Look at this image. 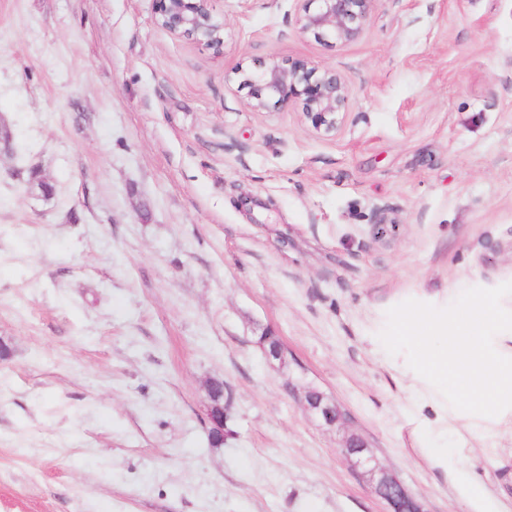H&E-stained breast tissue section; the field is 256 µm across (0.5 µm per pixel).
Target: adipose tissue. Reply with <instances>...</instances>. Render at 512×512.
Segmentation results:
<instances>
[{
    "label": "adipose tissue",
    "mask_w": 512,
    "mask_h": 512,
    "mask_svg": "<svg viewBox=\"0 0 512 512\" xmlns=\"http://www.w3.org/2000/svg\"><path fill=\"white\" fill-rule=\"evenodd\" d=\"M372 341L407 384L425 454L472 512H507L475 476L476 444L512 435V286L420 292Z\"/></svg>",
    "instance_id": "adipose-tissue-1"
}]
</instances>
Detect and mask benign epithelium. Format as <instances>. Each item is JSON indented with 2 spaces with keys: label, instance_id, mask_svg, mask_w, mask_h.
Instances as JSON below:
<instances>
[{
  "label": "benign epithelium",
  "instance_id": "7a95c632",
  "mask_svg": "<svg viewBox=\"0 0 512 512\" xmlns=\"http://www.w3.org/2000/svg\"><path fill=\"white\" fill-rule=\"evenodd\" d=\"M155 22L174 38L200 43L216 54L224 53V20L214 15L212 0H155ZM298 23L302 33L321 39L347 43L357 40L378 0H299ZM240 85L249 89V106L254 112H269L293 103L302 105L303 115L319 134L330 135L341 125L351 96L350 85L331 69H318L305 60L283 65L272 58L254 70H237ZM259 345L268 361L284 367L287 352L271 333L260 336ZM208 406V432L225 436L226 403ZM302 402L305 409L324 423L343 426L346 415L319 390L306 387ZM343 453L353 467L372 483L374 492L389 506V512H425L405 486L380 466L363 440L352 434Z\"/></svg>",
  "mask_w": 512,
  "mask_h": 512
}]
</instances>
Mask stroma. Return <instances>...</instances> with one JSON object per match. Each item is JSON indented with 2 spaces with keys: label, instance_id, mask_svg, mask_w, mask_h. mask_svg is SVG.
<instances>
[{
  "label": "stroma",
  "instance_id": "stroma-1",
  "mask_svg": "<svg viewBox=\"0 0 512 512\" xmlns=\"http://www.w3.org/2000/svg\"><path fill=\"white\" fill-rule=\"evenodd\" d=\"M212 8L220 54L154 0H0V512H388L352 434L425 512H468L368 338L420 289L512 284V0H378L351 43L297 0ZM271 57L349 83L336 135L249 108L235 69ZM497 445L475 474L511 501ZM258 343L269 362H277L280 367L286 366L287 352L277 336H274L272 333H266L260 336ZM223 395L224 402H231V394L227 391L224 394L223 382ZM220 403H210L207 409L206 419L208 424V432L213 436L219 437L224 440L225 436V419H226V405ZM302 402L305 409L327 425L343 426L347 423L346 415L336 405L316 388L306 387L303 391Z\"/></svg>",
  "mask_w": 512,
  "mask_h": 512
}]
</instances>
